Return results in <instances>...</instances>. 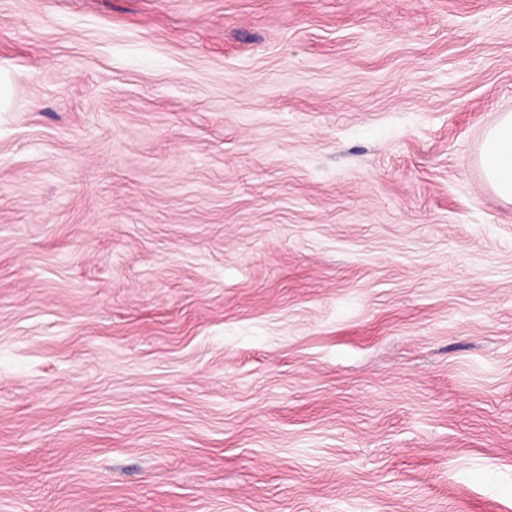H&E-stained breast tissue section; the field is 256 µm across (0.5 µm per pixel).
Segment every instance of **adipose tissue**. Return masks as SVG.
<instances>
[{
	"instance_id": "1",
	"label": "adipose tissue",
	"mask_w": 512,
	"mask_h": 512,
	"mask_svg": "<svg viewBox=\"0 0 512 512\" xmlns=\"http://www.w3.org/2000/svg\"><path fill=\"white\" fill-rule=\"evenodd\" d=\"M477 162L488 186L505 202L512 203V113L500 115L485 133Z\"/></svg>"
}]
</instances>
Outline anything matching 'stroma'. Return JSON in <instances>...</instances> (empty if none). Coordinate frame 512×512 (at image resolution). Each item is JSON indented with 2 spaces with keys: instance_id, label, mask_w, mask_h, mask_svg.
<instances>
[{
  "instance_id": "35a3bbf8",
  "label": "stroma",
  "mask_w": 512,
  "mask_h": 512,
  "mask_svg": "<svg viewBox=\"0 0 512 512\" xmlns=\"http://www.w3.org/2000/svg\"><path fill=\"white\" fill-rule=\"evenodd\" d=\"M0 512H512V0H0ZM477 162L488 186L512 203V113L504 112L485 133Z\"/></svg>"
}]
</instances>
